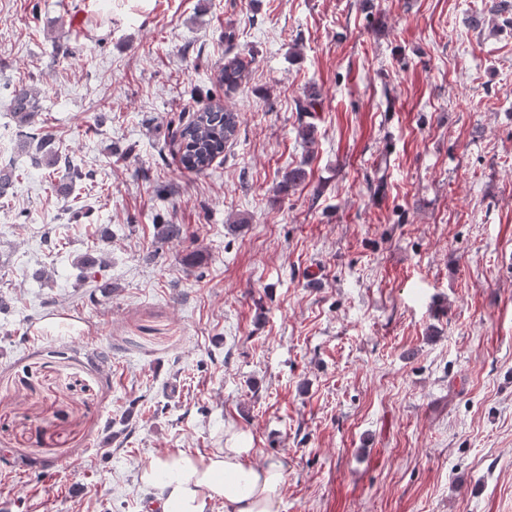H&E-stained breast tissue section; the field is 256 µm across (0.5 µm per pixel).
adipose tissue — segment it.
I'll return each instance as SVG.
<instances>
[{
  "label": "adipose tissue",
  "mask_w": 512,
  "mask_h": 512,
  "mask_svg": "<svg viewBox=\"0 0 512 512\" xmlns=\"http://www.w3.org/2000/svg\"><path fill=\"white\" fill-rule=\"evenodd\" d=\"M245 445L206 454L167 450L145 463L139 479L154 491L161 512H277L285 468L279 462H254Z\"/></svg>",
  "instance_id": "ef3b65f1"
}]
</instances>
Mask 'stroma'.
<instances>
[{"label": "stroma", "instance_id": "35a3bbf8", "mask_svg": "<svg viewBox=\"0 0 512 512\" xmlns=\"http://www.w3.org/2000/svg\"><path fill=\"white\" fill-rule=\"evenodd\" d=\"M491 2L0 0V133L96 174L66 202L0 158L24 173L0 198V512H160L142 465L240 438L283 463L278 512H512V27ZM231 46L255 63L229 91ZM209 104L239 133L196 175L168 127ZM12 113L19 124L31 125L38 111V97L34 88L18 85L12 97ZM34 133L27 135L24 141L19 144L21 152H29L32 143L36 142V152L41 153V157L33 160L34 165L39 166L40 163H44L46 167H56L62 163V155L59 154L58 149H55L53 137L50 134Z\"/></svg>", "mask_w": 512, "mask_h": 512}]
</instances>
